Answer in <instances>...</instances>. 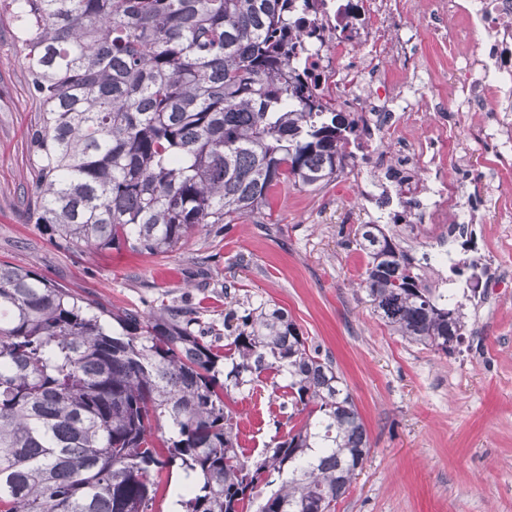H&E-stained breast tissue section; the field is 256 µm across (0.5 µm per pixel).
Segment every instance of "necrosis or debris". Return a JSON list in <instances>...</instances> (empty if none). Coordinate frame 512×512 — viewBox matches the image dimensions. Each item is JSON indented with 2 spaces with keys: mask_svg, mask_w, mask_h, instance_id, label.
Returning a JSON list of instances; mask_svg holds the SVG:
<instances>
[{
  "mask_svg": "<svg viewBox=\"0 0 512 512\" xmlns=\"http://www.w3.org/2000/svg\"><path fill=\"white\" fill-rule=\"evenodd\" d=\"M317 0L305 21L317 30L294 61L322 96L354 104V154L367 165L363 195L375 224L428 236L431 285L449 301L512 283L491 242L468 229L487 182L463 190L448 174L460 142L491 146L499 223L512 222V0ZM433 48L444 69L430 66ZM471 115L465 135L448 115ZM402 157L385 154L387 143Z\"/></svg>",
  "mask_w": 512,
  "mask_h": 512,
  "instance_id": "obj_1",
  "label": "necrosis or debris"
}]
</instances>
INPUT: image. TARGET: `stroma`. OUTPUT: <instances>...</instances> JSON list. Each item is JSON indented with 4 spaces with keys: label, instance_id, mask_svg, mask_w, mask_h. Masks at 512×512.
<instances>
[{
    "label": "stroma",
    "instance_id": "obj_1",
    "mask_svg": "<svg viewBox=\"0 0 512 512\" xmlns=\"http://www.w3.org/2000/svg\"><path fill=\"white\" fill-rule=\"evenodd\" d=\"M14 11L0 0V260L111 310L196 308L219 334L232 301L275 302L332 356L370 435L337 512H512V288L466 304L454 354L391 335L356 290L366 258L348 240L369 219L357 172L319 190L280 186L265 214L198 227L167 254L55 243L28 216L41 106ZM270 392L233 404L247 449L274 434Z\"/></svg>",
    "mask_w": 512,
    "mask_h": 512
}]
</instances>
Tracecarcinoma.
Segmentation results:
<instances>
[{"instance_id":"1","label":"carcinoma","mask_w":512,"mask_h":512,"mask_svg":"<svg viewBox=\"0 0 512 512\" xmlns=\"http://www.w3.org/2000/svg\"><path fill=\"white\" fill-rule=\"evenodd\" d=\"M43 104L31 218L89 249L173 251L201 224L321 188L353 164L350 118L291 54L311 0H12ZM358 287L395 336L448 354L467 317L425 285L397 224H360ZM108 310L0 263V512H336L369 453L332 358L266 301L224 316ZM269 383L291 412L256 456L227 399ZM182 475H184V474L180 470L175 469V468L173 469L172 473L170 472L169 476H168L167 472H163L162 477H161L162 487L163 488L166 487L167 496L165 497V500H163V502L160 503L162 511L168 512V510H170L169 499H170V495H171V491H172V495H171V502H172L171 507L173 509L172 512H179L178 509L180 506L177 504V501H179L180 497L185 494L186 485L189 483L190 480H180L179 482H177L174 485L173 489H172V486L176 482V480Z\"/></svg>"}]
</instances>
